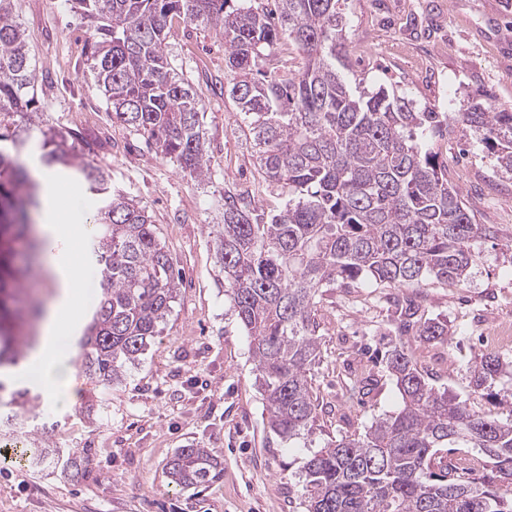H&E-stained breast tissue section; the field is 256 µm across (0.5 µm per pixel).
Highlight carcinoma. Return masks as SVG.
<instances>
[{
    "label": "carcinoma",
    "instance_id": "carcinoma-1",
    "mask_svg": "<svg viewBox=\"0 0 512 512\" xmlns=\"http://www.w3.org/2000/svg\"><path fill=\"white\" fill-rule=\"evenodd\" d=\"M90 28L94 82L112 118L133 128L157 153L199 181L210 174L197 93L167 50L176 20L224 40V93L245 116L256 160L269 184L288 196L267 216L232 189L218 201L216 236L224 288L250 339L256 382L271 430L283 439L313 433L323 403L311 383L320 364L315 321L323 289L368 280L400 288L428 280L461 283L476 262L475 245L497 239L495 224L476 223L473 208L448 180L438 142L452 122L468 126L512 174V109L473 102L454 115L420 111L387 87L354 93L336 66L347 54L340 0H72ZM302 65L268 67L282 37ZM36 68L14 0H0V224L28 239L38 206L34 173L66 171L99 198L89 249L102 292L75 338V360L104 390L120 383L171 313L179 273L151 216L112 193L108 173L84 159L82 136L47 124L34 96ZM37 155L28 166L24 152ZM394 320L398 341L385 364L401 397L398 411L362 434L328 441L307 460V512H512V418L500 420L435 389L404 337L448 342V321ZM30 344L0 345V391L6 369ZM474 392L512 396V361L487 355L470 367ZM40 397L11 392L14 424L37 418ZM46 431L12 449L16 459L46 457ZM477 450L479 474L448 475L444 449ZM172 483L201 486L221 473L210 448H180L167 463Z\"/></svg>",
    "mask_w": 512,
    "mask_h": 512
}]
</instances>
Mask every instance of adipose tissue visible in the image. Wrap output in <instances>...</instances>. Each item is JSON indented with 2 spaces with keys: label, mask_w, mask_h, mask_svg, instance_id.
<instances>
[{
  "label": "adipose tissue",
  "mask_w": 512,
  "mask_h": 512,
  "mask_svg": "<svg viewBox=\"0 0 512 512\" xmlns=\"http://www.w3.org/2000/svg\"><path fill=\"white\" fill-rule=\"evenodd\" d=\"M46 264L53 297L41 325L40 344L28 357V368L34 371L49 402L69 406L77 398V382L72 365L58 349L57 339L64 330L61 316L70 310L79 288L80 253L72 251L63 261L50 253Z\"/></svg>",
  "instance_id": "adipose-tissue-1"
}]
</instances>
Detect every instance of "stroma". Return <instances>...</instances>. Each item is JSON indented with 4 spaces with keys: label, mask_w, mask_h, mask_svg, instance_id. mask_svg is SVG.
I'll return each instance as SVG.
<instances>
[{
    "label": "stroma",
    "mask_w": 512,
    "mask_h": 512,
    "mask_svg": "<svg viewBox=\"0 0 512 512\" xmlns=\"http://www.w3.org/2000/svg\"><path fill=\"white\" fill-rule=\"evenodd\" d=\"M348 79L383 85L413 98L419 109L456 112L485 92L499 109L512 107V0H344ZM38 80L34 93L50 125L86 140V159L109 175L113 192L146 206L181 277L161 333L112 390L77 373L78 399L69 407L41 402L57 447L88 458V478H67L18 463L0 468V512H304V465L327 440L364 432L400 407L384 355L395 333L394 298L417 301L423 318H444L447 344L410 339L409 349L433 385L479 412L506 419L474 393L470 366L486 354L512 357V346L488 340L512 317V175L502 172L478 135L463 124L448 130V176L499 237L477 243L479 258L461 284L378 288L361 281L329 289L319 300L321 362L312 383L328 408L311 436L282 440L269 427L255 382L249 338L224 291L214 206L225 188L262 200L266 213L287 202L267 187L252 156L244 116L224 95V43L210 30L174 23L167 46L204 106L211 176L198 182L114 122L94 87L87 61L88 22L67 0H14ZM65 226L89 227L96 202L66 184ZM369 378L358 401L342 397L349 377ZM216 452L223 472L196 488L171 482L166 464L179 448Z\"/></svg>",
    "instance_id": "1"
}]
</instances>
